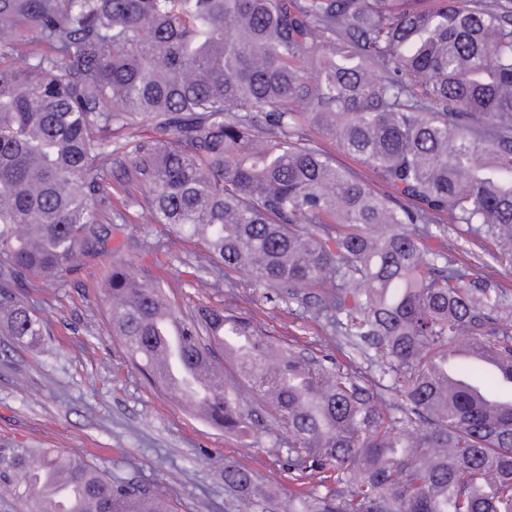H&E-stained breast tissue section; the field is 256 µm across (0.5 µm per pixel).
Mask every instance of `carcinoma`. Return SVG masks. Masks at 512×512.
<instances>
[{
    "mask_svg": "<svg viewBox=\"0 0 512 512\" xmlns=\"http://www.w3.org/2000/svg\"><path fill=\"white\" fill-rule=\"evenodd\" d=\"M27 41L47 51L19 65ZM111 169L204 245L212 286L246 271L333 328L342 360L185 313L124 261L103 280L106 326L152 388L228 434L263 414L288 431V473L317 479L288 512H512V399L487 411L446 368L466 340L512 374V300L427 245L474 225L512 271V0H0V321L17 340L45 335L17 290L105 250ZM358 354L380 380L350 371ZM201 360L209 389L172 385L169 366ZM224 485L260 495L245 466ZM0 489L25 512H168L149 483L39 448H0Z\"/></svg>",
    "mask_w": 512,
    "mask_h": 512,
    "instance_id": "obj_1",
    "label": "carcinoma"
}]
</instances>
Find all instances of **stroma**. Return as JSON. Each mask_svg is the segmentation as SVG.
I'll return each mask as SVG.
<instances>
[{
    "mask_svg": "<svg viewBox=\"0 0 512 512\" xmlns=\"http://www.w3.org/2000/svg\"><path fill=\"white\" fill-rule=\"evenodd\" d=\"M126 223L110 227L107 246L138 276H158L174 285L181 310L200 304L252 313L269 334L297 341L321 356L336 353L330 329L298 304L257 301L248 276L237 287L203 286L191 275L205 249L190 242L169 247L170 230L129 200ZM455 260L473 263L476 273L512 291V272L491 258L496 246L463 224L435 240ZM109 262L78 253L56 287L21 291L48 334L30 347L0 331V448H50L82 456L115 476L154 484L171 512H284L293 486L314 490L316 480L292 484L284 466L288 434L266 419L250 436L229 435L189 415L171 395L152 389L127 360L104 322L98 291ZM241 463L254 470L265 490L249 500L227 489L224 467Z\"/></svg>",
    "mask_w": 512,
    "mask_h": 512,
    "instance_id": "35a3bbf8",
    "label": "stroma"
}]
</instances>
